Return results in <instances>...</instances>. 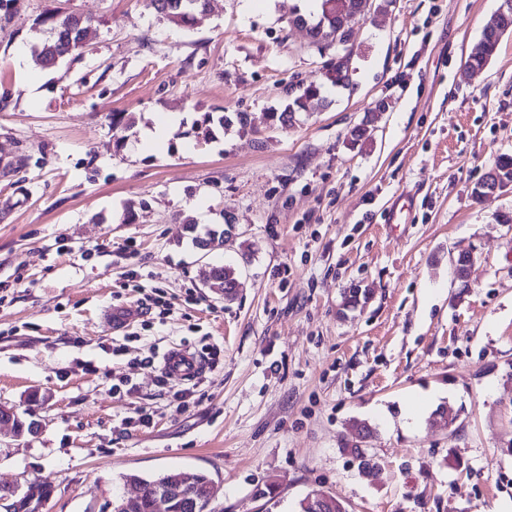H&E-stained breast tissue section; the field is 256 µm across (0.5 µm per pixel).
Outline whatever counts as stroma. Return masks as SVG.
I'll list each match as a JSON object with an SVG mask.
<instances>
[{
  "mask_svg": "<svg viewBox=\"0 0 512 512\" xmlns=\"http://www.w3.org/2000/svg\"><path fill=\"white\" fill-rule=\"evenodd\" d=\"M299 3L210 0L180 28L147 0H10L0 405L40 427L0 432V483L52 485L39 512H109L124 475L171 469L209 472L215 512H292L314 489L349 512H512V188L471 194L512 155V35L483 71H461L500 2L391 0L323 50L294 24ZM55 10L93 33L44 70L30 51ZM345 53L350 85L325 83ZM313 80L321 98L269 129L268 112ZM227 112L248 113L252 132L200 129ZM128 113L133 129L113 125ZM171 114L167 141L144 146ZM227 216L223 248L193 246ZM224 265L239 272L231 301L205 285ZM353 283L365 297L347 309ZM153 290L167 322L142 304ZM128 309L114 330L109 312ZM175 346L221 350L183 410L161 365ZM441 406L454 424L433 419Z\"/></svg>",
  "mask_w": 512,
  "mask_h": 512,
  "instance_id": "obj_1",
  "label": "stroma"
}]
</instances>
